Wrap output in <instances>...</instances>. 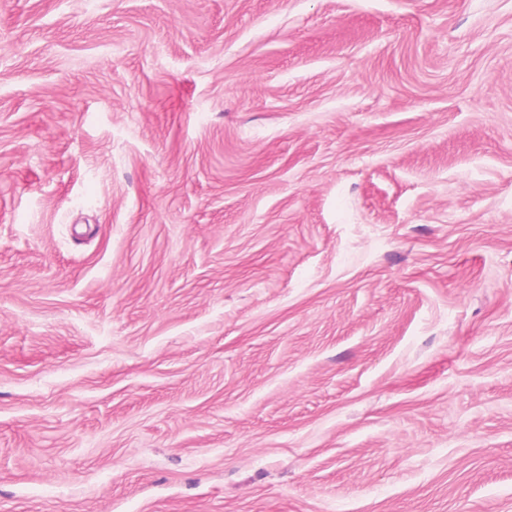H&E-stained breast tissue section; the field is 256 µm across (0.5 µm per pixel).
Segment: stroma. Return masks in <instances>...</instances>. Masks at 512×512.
I'll list each match as a JSON object with an SVG mask.
<instances>
[{
  "mask_svg": "<svg viewBox=\"0 0 512 512\" xmlns=\"http://www.w3.org/2000/svg\"><path fill=\"white\" fill-rule=\"evenodd\" d=\"M0 512H512V0H0Z\"/></svg>",
  "mask_w": 512,
  "mask_h": 512,
  "instance_id": "stroma-1",
  "label": "stroma"
}]
</instances>
